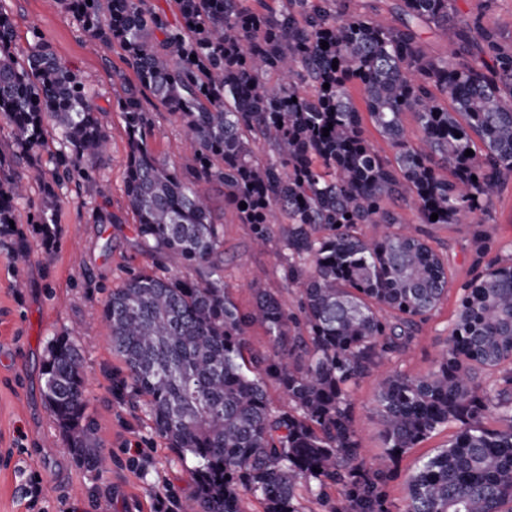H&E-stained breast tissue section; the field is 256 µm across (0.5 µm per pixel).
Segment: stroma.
Here are the masks:
<instances>
[{
    "label": "stroma",
    "mask_w": 512,
    "mask_h": 512,
    "mask_svg": "<svg viewBox=\"0 0 512 512\" xmlns=\"http://www.w3.org/2000/svg\"><path fill=\"white\" fill-rule=\"evenodd\" d=\"M17 25L16 51L25 53L32 31H39L54 52L82 75L102 107L101 121L109 150L96 173L110 187L109 211L119 224L95 221L97 201L84 189L72 188L58 214L60 238L52 260H45L35 236L27 265L16 269L0 252V512H201L193 477L196 461L166 447L150 429L145 406L121 391L126 377L113 354L111 332L102 315L109 291L127 270L149 267L134 233L136 218L126 207L127 136L115 101L121 92L112 69L123 64L116 45L91 42L59 0H7ZM495 30L500 45L512 49V0H457L455 20H473ZM155 150L179 162L184 150L180 121L164 108L154 111ZM214 212L224 226V286L240 309H250L257 291L276 294L285 306L297 300L284 279L280 244L259 247L253 227L241 223L224 205V190H213ZM406 221L443 254L451 276L448 296L420 323L410 348L396 368L421 376L431 371L448 345L457 308V285L468 278L474 224H419L410 209ZM493 252L512 243V183L496 196L481 226ZM23 288H15V280ZM74 330L83 361L88 405L86 416L96 427L100 448L109 458L106 471L79 462L44 404L41 364L49 341ZM386 367H379L352 387L359 438L366 455L382 451L376 394ZM452 434L442 427L405 454L388 486L392 512H401L404 480L417 460L444 447Z\"/></svg>",
    "instance_id": "obj_1"
}]
</instances>
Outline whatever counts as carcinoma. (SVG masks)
I'll list each match as a JSON object with an SVG mask.
<instances>
[{
	"label": "carcinoma",
	"instance_id": "1",
	"mask_svg": "<svg viewBox=\"0 0 512 512\" xmlns=\"http://www.w3.org/2000/svg\"><path fill=\"white\" fill-rule=\"evenodd\" d=\"M60 2L87 37L125 52L126 69L112 70L128 139L125 193L153 268L128 272L103 316L127 372L120 390L144 397L155 434L198 461L202 512H243L247 495L265 512H299L300 488L329 512H390V462L443 426L455 433L407 476L403 512H512V244L491 257L477 234L447 350L424 376L394 370L380 380L379 457L361 448L351 397L448 296V264L398 208L424 224L466 223L512 180V51L479 20L456 24V0H372L362 11L356 0H174L172 19L152 0ZM15 28L0 0V131L11 142L0 151V250L16 267L30 252L10 221L29 184L41 198L28 224L50 257L63 189L84 181L107 196L93 173L108 135L83 79L41 33L15 56ZM427 30L451 51L432 53ZM150 96L184 128L179 167L152 148ZM365 115L393 158L371 148ZM48 126L59 149L45 162ZM215 185L257 244L282 230L294 307L260 292L243 311L225 292ZM363 224L389 231L366 239ZM254 325L271 353L245 356ZM42 375L69 448L102 469L73 333L51 339ZM269 381L288 408L270 406Z\"/></svg>",
	"mask_w": 512,
	"mask_h": 512
}]
</instances>
